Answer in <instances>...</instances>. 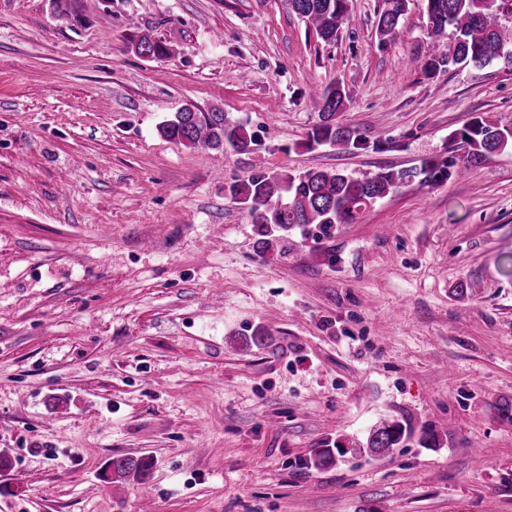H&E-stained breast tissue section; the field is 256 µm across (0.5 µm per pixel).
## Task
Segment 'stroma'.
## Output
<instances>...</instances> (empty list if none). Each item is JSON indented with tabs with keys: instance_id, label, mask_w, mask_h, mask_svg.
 <instances>
[{
	"instance_id": "stroma-1",
	"label": "stroma",
	"mask_w": 512,
	"mask_h": 512,
	"mask_svg": "<svg viewBox=\"0 0 512 512\" xmlns=\"http://www.w3.org/2000/svg\"><path fill=\"white\" fill-rule=\"evenodd\" d=\"M67 3L0 0V512H512V152L447 171L452 132L512 127V69L429 76L425 0L386 40L382 0H349L329 44L285 0ZM336 82L367 148L304 145ZM188 104L255 152L161 136ZM425 163L279 253L224 197L261 168ZM385 421L405 440L372 454ZM116 456L152 459L151 504L101 480ZM130 43L135 52L143 57L160 59L169 55L166 44L158 39H152L148 34H133Z\"/></svg>"
}]
</instances>
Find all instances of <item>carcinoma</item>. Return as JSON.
Masks as SVG:
<instances>
[{
  "instance_id": "1",
  "label": "carcinoma",
  "mask_w": 512,
  "mask_h": 512,
  "mask_svg": "<svg viewBox=\"0 0 512 512\" xmlns=\"http://www.w3.org/2000/svg\"><path fill=\"white\" fill-rule=\"evenodd\" d=\"M377 32L383 39L392 36L406 14L408 0H383ZM288 10L312 26L328 43L336 40L342 25L349 20L347 0H286ZM512 18V0H427V27L432 51L424 64L434 75L450 65L484 68L501 62L512 68V26L502 23ZM130 43L143 57L160 59L169 55L166 44L148 34H134ZM317 100L319 123L309 133L304 146L361 148L366 138L358 131L336 123L344 109L345 92L336 84L311 89ZM160 132L188 147L234 151L248 154L255 144L253 134L240 122L228 120L218 111L198 112L185 107L163 121ZM452 141L466 149L458 173L471 171L492 154L512 150V128L477 118L452 134ZM435 174L432 166L407 170L366 171L352 176L335 171L309 170L300 175L286 171L256 172L224 187L225 197L245 208L256 224L264 251L281 242L294 227H312L329 234L338 224H352L363 212L385 198L400 185L420 179L425 183ZM402 426L385 424L369 432L367 448L374 453L399 445ZM336 464L333 449L318 450L308 467L327 468ZM112 473H133L147 482L150 463L133 457H116L110 462Z\"/></svg>"
}]
</instances>
